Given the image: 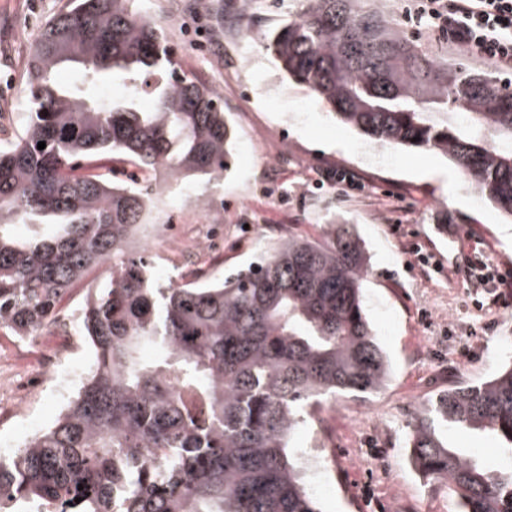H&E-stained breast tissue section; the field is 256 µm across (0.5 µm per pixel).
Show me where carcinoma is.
Masks as SVG:
<instances>
[{
	"instance_id": "cac0c4a2",
	"label": "carcinoma",
	"mask_w": 512,
	"mask_h": 512,
	"mask_svg": "<svg viewBox=\"0 0 512 512\" xmlns=\"http://www.w3.org/2000/svg\"><path fill=\"white\" fill-rule=\"evenodd\" d=\"M134 2L71 0L45 25L27 127L0 145V330L35 335L75 285L110 270L81 309L93 367L51 428L0 459V512H319L288 441L324 403L365 401L387 382L362 296L369 254L328 224L315 237L288 231L226 277H150L134 233L162 183L224 176L235 133L216 91L177 72ZM293 2L261 41L289 79L378 143L441 153L512 216V150L487 141L512 143L509 86L419 52L383 0ZM67 65L91 85L117 73L130 93L102 101L64 85ZM449 111L459 122L432 119ZM114 162L151 182L116 177ZM450 427L488 432L511 456L512 367L448 385L408 424L413 464L460 512H512V467L483 468L448 444Z\"/></svg>"
}]
</instances>
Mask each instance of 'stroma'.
Listing matches in <instances>:
<instances>
[{"label":"stroma","instance_id":"1","mask_svg":"<svg viewBox=\"0 0 512 512\" xmlns=\"http://www.w3.org/2000/svg\"><path fill=\"white\" fill-rule=\"evenodd\" d=\"M69 0H0V135L24 130L31 104L25 92L31 47L44 24ZM409 0H388L400 29L421 52L457 61L463 51L447 36L406 16ZM215 17L205 0H137L139 11L162 27L179 74L224 94L236 134L234 164L218 182L185 179L162 193L187 238L201 231L206 214L224 224V246L197 258L214 277L246 267L283 227L303 235L323 225H352L365 241L371 270L363 301L391 368L385 389L366 401L327 404L296 432L297 451L311 447L319 430L337 441H356L359 463H330L325 483L310 487L323 512H458L439 483L425 484L407 461V423L454 382L479 383L512 365V291L475 288L472 262L512 269V219L455 176L454 165L432 151L384 147L370 160V140L328 116L325 106L288 81L260 46L264 33L291 10L290 0H223ZM252 35L244 37L241 20ZM288 135L280 149L279 131ZM351 185L337 184V175ZM437 258L422 267L418 253ZM85 287L60 311V325L22 340L0 331V378L40 389L29 407L41 428L63 407L55 403L43 363L90 369L92 353L78 319ZM449 443L482 466L512 464L491 434L448 432Z\"/></svg>","mask_w":512,"mask_h":512}]
</instances>
